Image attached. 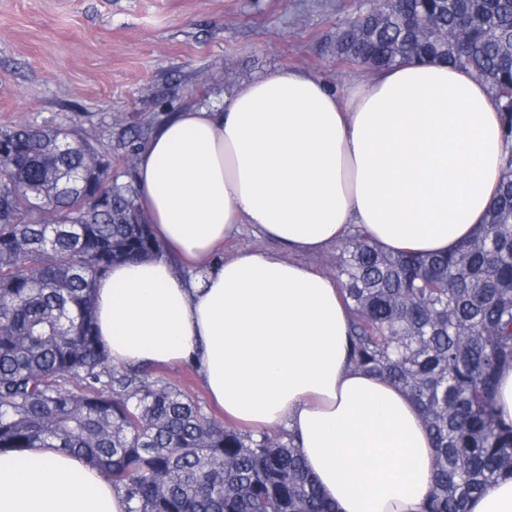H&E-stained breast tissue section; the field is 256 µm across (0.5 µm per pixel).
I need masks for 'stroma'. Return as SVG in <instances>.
Masks as SVG:
<instances>
[{"instance_id":"obj_1","label":"stroma","mask_w":512,"mask_h":512,"mask_svg":"<svg viewBox=\"0 0 512 512\" xmlns=\"http://www.w3.org/2000/svg\"><path fill=\"white\" fill-rule=\"evenodd\" d=\"M360 0H0V130L68 128L111 161L118 183L133 133L166 116L222 103L241 82L305 70L341 90L367 77L339 64L337 24ZM152 375L219 418L196 370Z\"/></svg>"}]
</instances>
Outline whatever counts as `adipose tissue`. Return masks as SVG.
<instances>
[{
    "label": "adipose tissue",
    "mask_w": 512,
    "mask_h": 512,
    "mask_svg": "<svg viewBox=\"0 0 512 512\" xmlns=\"http://www.w3.org/2000/svg\"><path fill=\"white\" fill-rule=\"evenodd\" d=\"M508 148L490 85L440 62L342 95L280 68L172 114L134 169L163 252L96 287L113 364L192 365L232 422L289 432L339 512H422L435 450L409 395L350 364L336 279L275 251L219 253L245 224L296 252L356 228L388 251H453L481 230ZM126 510L76 455L0 456V512Z\"/></svg>",
    "instance_id": "1"
}]
</instances>
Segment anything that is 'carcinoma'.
<instances>
[{
    "label": "carcinoma",
    "mask_w": 512,
    "mask_h": 512,
    "mask_svg": "<svg viewBox=\"0 0 512 512\" xmlns=\"http://www.w3.org/2000/svg\"><path fill=\"white\" fill-rule=\"evenodd\" d=\"M427 20L414 31L408 16ZM342 64L445 59L493 90L512 142V0H378L336 26ZM0 455L58 448L119 490L127 512H336L290 434L220 423L146 367L117 369L97 330L96 282L162 251L136 187L63 128L0 131ZM54 205L59 223L44 224ZM353 367L418 405L435 448L424 512H468L512 474V422L495 411L512 365V153L483 230L450 254L387 252L359 232L336 245ZM76 382L73 389L64 384Z\"/></svg>",
    "instance_id": "carcinoma-1"
}]
</instances>
